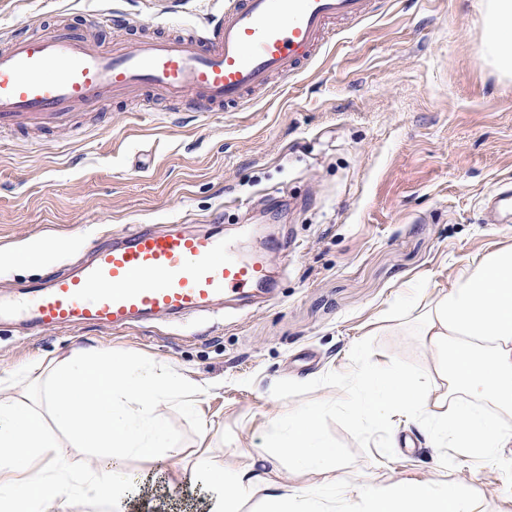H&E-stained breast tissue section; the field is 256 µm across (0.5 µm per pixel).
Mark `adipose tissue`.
Segmentation results:
<instances>
[{"label": "adipose tissue", "instance_id": "adipose-tissue-1", "mask_svg": "<svg viewBox=\"0 0 512 512\" xmlns=\"http://www.w3.org/2000/svg\"><path fill=\"white\" fill-rule=\"evenodd\" d=\"M485 54L512 75V43L499 32L512 22V0H486ZM417 333L433 362L416 375L363 352L351 373L356 420H384L405 412L438 448L496 465L504 488L497 512H512V245L474 260L447 287L414 304ZM44 388L40 404L24 397L31 383ZM204 384L167 365L136 362L108 350H88L58 363L28 361L0 376V512H137L143 502L131 459L171 462L170 482L204 496V512H238L261 496L264 512H335L329 498L295 485L314 473L337 490L347 512H477L463 487L400 478L390 485L341 484L336 450L319 430L318 415L279 410L274 452L255 448L233 463L187 470L183 448L172 442L163 409L195 407ZM88 449L81 465L60 451L57 433Z\"/></svg>", "mask_w": 512, "mask_h": 512}]
</instances>
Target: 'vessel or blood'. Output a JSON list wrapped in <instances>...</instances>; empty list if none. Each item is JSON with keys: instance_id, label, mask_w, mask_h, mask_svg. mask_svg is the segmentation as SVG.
<instances>
[{"instance_id": "b4317fda", "label": "vessel or blood", "mask_w": 512, "mask_h": 512, "mask_svg": "<svg viewBox=\"0 0 512 512\" xmlns=\"http://www.w3.org/2000/svg\"><path fill=\"white\" fill-rule=\"evenodd\" d=\"M375 0H228L193 33L98 41L92 26L13 30L0 50V131L61 128L77 107L161 99L184 112L237 108L273 77L302 73L335 20L356 22ZM269 292L267 261L238 258L223 234L142 224L94 247L76 273L33 283L8 317L44 332L98 323L123 328Z\"/></svg>"}]
</instances>
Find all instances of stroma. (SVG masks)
Here are the masks:
<instances>
[{
  "mask_svg": "<svg viewBox=\"0 0 512 512\" xmlns=\"http://www.w3.org/2000/svg\"><path fill=\"white\" fill-rule=\"evenodd\" d=\"M225 2L169 0L164 25L193 26ZM110 10L154 22L140 0H0V40ZM483 36L482 0H377L360 23L336 25L307 70L235 111L191 118L116 100L79 109L86 131L73 140L0 132V255L17 258L0 265V300L137 224L223 232L243 254L267 252L275 283L243 309L122 330L0 322V373L90 346L169 363L211 386L194 412H165L189 459L201 422L217 467L265 447L276 412L292 406L318 412L341 482L376 485L394 470L432 479L444 449L410 418L357 423L345 379L364 351L425 370L432 356L414 329L389 324L407 284L430 293L491 244H512V226L485 217L490 196L512 188V77L484 55ZM275 240L298 249L271 250ZM492 468L461 457L448 473L474 489L479 512H496ZM143 493L166 512L201 501L159 469Z\"/></svg>",
  "mask_w": 512,
  "mask_h": 512,
  "instance_id": "obj_1",
  "label": "stroma"
}]
</instances>
